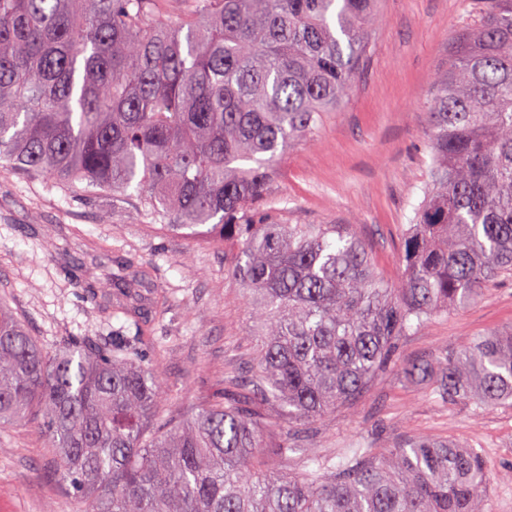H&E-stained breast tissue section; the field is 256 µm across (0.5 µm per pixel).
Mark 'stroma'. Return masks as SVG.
<instances>
[{"instance_id": "stroma-1", "label": "stroma", "mask_w": 512, "mask_h": 512, "mask_svg": "<svg viewBox=\"0 0 512 512\" xmlns=\"http://www.w3.org/2000/svg\"><path fill=\"white\" fill-rule=\"evenodd\" d=\"M486 5L381 0L382 22L348 102L313 141L286 150L267 210L293 224L355 225L385 279L398 281L401 231L422 199L429 160L432 78L457 31ZM235 261L218 238L164 233L129 205L114 206L111 194L73 197L0 167V301L45 350L69 338L108 345L136 328L113 317L111 292L95 282L120 264L148 271L168 297L161 316L151 294L141 301L154 336L142 356L164 382L161 418H190L223 391L226 372L251 365L253 322L244 286L229 274ZM511 327L512 279L426 320L400 337L392 363L352 407L320 421L311 454L332 457L360 439L378 454L411 435L453 439L483 452L492 512H512V406L444 404L402 377L409 361ZM57 467L37 421L0 427V512H79Z\"/></svg>"}]
</instances>
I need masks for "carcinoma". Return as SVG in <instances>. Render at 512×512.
I'll list each match as a JSON object with an SVG mask.
<instances>
[{
  "mask_svg": "<svg viewBox=\"0 0 512 512\" xmlns=\"http://www.w3.org/2000/svg\"><path fill=\"white\" fill-rule=\"evenodd\" d=\"M0 0V163L73 195L112 193L150 224L210 225L255 320L252 370L189 421L157 425L162 386L138 345L51 355L0 308V423L37 419L82 512H491L481 452L412 438L376 456L308 457L298 433L364 393L398 337L512 277V5L467 22L435 73L430 163L388 283L351 224L259 220L275 166L348 101L377 0ZM112 316L147 279L121 266ZM444 403L512 404V331L405 365ZM276 412L280 454L263 470ZM264 442L268 448L264 462V468L270 472L288 473L296 475L302 469V458L299 453H288V460L281 459L275 454V450L284 439L283 429L272 425L263 434Z\"/></svg>",
  "mask_w": 512,
  "mask_h": 512,
  "instance_id": "carcinoma-1",
  "label": "carcinoma"
}]
</instances>
